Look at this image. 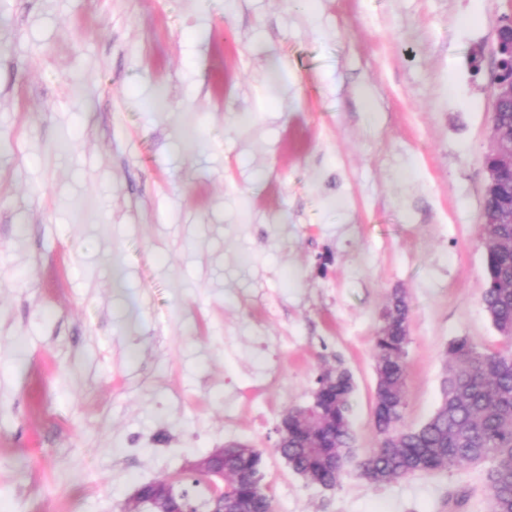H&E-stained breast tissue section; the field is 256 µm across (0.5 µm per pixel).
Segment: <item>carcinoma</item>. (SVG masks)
<instances>
[{
  "label": "carcinoma",
  "mask_w": 512,
  "mask_h": 512,
  "mask_svg": "<svg viewBox=\"0 0 512 512\" xmlns=\"http://www.w3.org/2000/svg\"><path fill=\"white\" fill-rule=\"evenodd\" d=\"M493 139L512 134V112L496 113ZM512 201V179L484 197L481 219ZM486 256L481 301L501 338L494 348L466 336L445 349L441 400L421 425L405 421L409 302L395 288L375 328L372 359L377 374L373 426L375 446L356 453L351 423L355 383L338 355L323 359L311 400L290 406L277 427L275 451L305 485L335 490L355 474L374 486L416 475L452 474L484 466L490 512H512V224H478ZM266 452L248 442H231L199 458L185 477L190 499L210 502L213 512H271L273 498L264 483ZM164 480L148 482L123 512H134L145 498L156 512H173L161 496Z\"/></svg>",
  "instance_id": "cac0c4a2"
}]
</instances>
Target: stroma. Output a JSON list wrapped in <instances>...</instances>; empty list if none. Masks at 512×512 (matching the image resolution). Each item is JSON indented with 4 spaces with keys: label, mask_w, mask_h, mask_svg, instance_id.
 <instances>
[{
    "label": "stroma",
    "mask_w": 512,
    "mask_h": 512,
    "mask_svg": "<svg viewBox=\"0 0 512 512\" xmlns=\"http://www.w3.org/2000/svg\"><path fill=\"white\" fill-rule=\"evenodd\" d=\"M512 0H0V512H120L245 439L276 512H489L483 467L309 488L275 453L325 350L372 424L495 347L478 224Z\"/></svg>",
    "instance_id": "stroma-1"
}]
</instances>
